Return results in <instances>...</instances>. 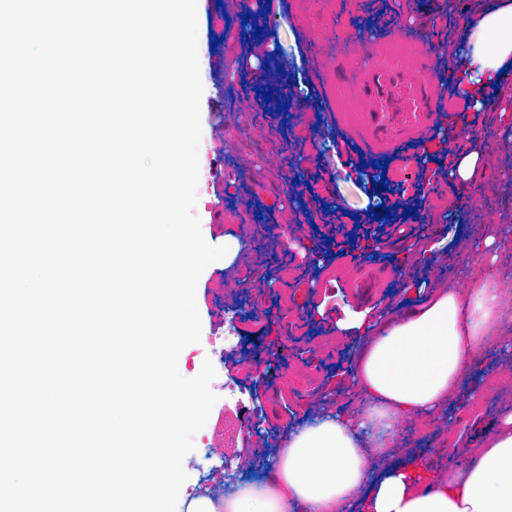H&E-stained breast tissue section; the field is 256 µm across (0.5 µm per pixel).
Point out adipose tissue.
I'll use <instances>...</instances> for the list:
<instances>
[{
  "instance_id": "1",
  "label": "adipose tissue",
  "mask_w": 512,
  "mask_h": 512,
  "mask_svg": "<svg viewBox=\"0 0 512 512\" xmlns=\"http://www.w3.org/2000/svg\"><path fill=\"white\" fill-rule=\"evenodd\" d=\"M471 52L456 74L459 92L480 103L512 64V0L479 9ZM475 245L453 256L468 295L439 287L418 306L362 328L352 384L354 412L327 410L292 434L272 459V479L214 499H180L175 512H512V407L501 411L482 450L462 468L431 470L402 459L398 429L442 413L460 399L477 408L486 385L473 381L477 355L512 346V276L499 247L508 224L475 229Z\"/></svg>"
}]
</instances>
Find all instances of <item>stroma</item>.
Here are the masks:
<instances>
[{"label": "stroma", "instance_id": "35a3bbf8", "mask_svg": "<svg viewBox=\"0 0 512 512\" xmlns=\"http://www.w3.org/2000/svg\"><path fill=\"white\" fill-rule=\"evenodd\" d=\"M447 0H198L199 58L205 71L201 122L215 146L201 155L202 171L216 170L221 180L201 183L198 212L204 238L214 246L237 238L241 251L230 266L213 262L202 272L196 302L202 323L198 343L182 351L186 373L216 358L207 338L224 331V314L238 311V348L219 359L225 377L236 379L241 398L217 400L194 449L183 460L187 480L183 496H210L224 489V465L239 468L242 480L266 482L271 458L311 411L328 408L352 411L356 397L347 372L361 345L352 321L379 310L396 312L409 292L446 283L468 291L470 283L445 257L459 250L471 231L482 224H512V139L492 118L499 102L480 109L455 110L440 122L434 135L407 146L401 159L383 157L375 167L373 154L349 148L336 155L345 135L336 127L340 100L348 88L337 68L360 69L365 59L346 54V37L375 40L397 33L423 35L435 79L443 91L461 66L448 51L457 36V17ZM275 15L273 28L255 34L245 15ZM287 80L284 109H264L256 91L270 79ZM480 150L485 172L479 186L488 206L455 210L452 198L464 192L449 178L447 151ZM279 158L278 173L268 162ZM295 171L297 180L283 186L281 175ZM385 181L387 194L377 193ZM401 201L412 214L389 242L364 250L373 216L384 200ZM419 245L431 265L410 260ZM360 261L366 280L388 273L387 288H352L341 273L345 260ZM237 283L234 291L225 282ZM279 352L263 374L249 371L244 360L263 352ZM512 352L492 348L476 359L474 378L489 386L479 412L449 405L446 417L424 419L415 432L404 433L409 454L432 469L464 466L482 448L483 431L499 410L512 406ZM293 386L282 389L281 372ZM480 426H473V418ZM256 422L260 452L250 458L241 450L240 427ZM217 438L229 441L226 455L211 457Z\"/></svg>", "mask_w": 512, "mask_h": 512}]
</instances>
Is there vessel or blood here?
<instances>
[{
  "mask_svg": "<svg viewBox=\"0 0 512 512\" xmlns=\"http://www.w3.org/2000/svg\"><path fill=\"white\" fill-rule=\"evenodd\" d=\"M353 51L370 61L352 79L357 114L346 131L362 150L400 153L408 143L427 137L441 112L454 109L424 61L389 65L375 42L354 44Z\"/></svg>",
  "mask_w": 512,
  "mask_h": 512,
  "instance_id": "b4317fda",
  "label": "vessel or blood"
}]
</instances>
